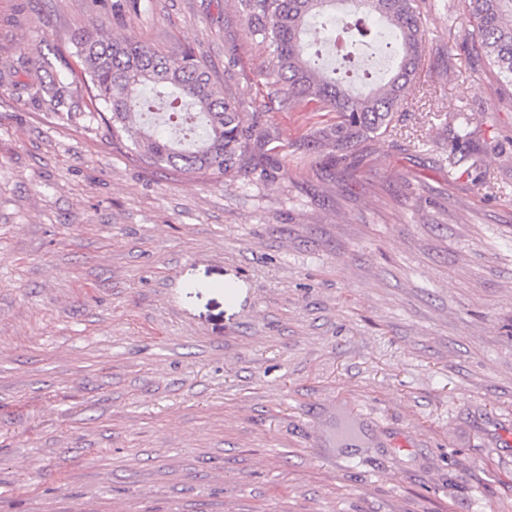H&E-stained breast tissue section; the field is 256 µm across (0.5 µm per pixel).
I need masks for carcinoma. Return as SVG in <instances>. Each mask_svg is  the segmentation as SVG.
<instances>
[{
    "instance_id": "1",
    "label": "carcinoma",
    "mask_w": 512,
    "mask_h": 512,
    "mask_svg": "<svg viewBox=\"0 0 512 512\" xmlns=\"http://www.w3.org/2000/svg\"><path fill=\"white\" fill-rule=\"evenodd\" d=\"M251 33L270 50L267 83L294 103H320L334 120L319 128L310 143L327 150L331 160L351 154L365 141L381 137L406 103L425 51L416 0H239ZM457 19L468 28L477 48L500 80L512 84V0H460ZM339 26L351 62V48L396 61L380 87L354 92L349 70L323 63L321 46L335 48L336 37H322ZM106 21H87L75 43L81 82L91 104L102 106L112 130V144L150 164L213 179L246 178L251 160L274 141L259 126L256 113L243 112L235 97L217 85L195 51L176 55L137 40L104 35ZM47 60H36L25 89L48 96L55 112L71 111L72 88L65 78L48 84ZM152 98L144 97L146 90Z\"/></svg>"
}]
</instances>
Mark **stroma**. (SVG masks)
<instances>
[{
    "label": "stroma",
    "mask_w": 512,
    "mask_h": 512,
    "mask_svg": "<svg viewBox=\"0 0 512 512\" xmlns=\"http://www.w3.org/2000/svg\"><path fill=\"white\" fill-rule=\"evenodd\" d=\"M417 4L406 104L334 162L238 0H0V72L76 80L100 15L193 47L282 162L151 167L82 91L0 88V512H512V86ZM52 67L47 59L34 61L29 69L25 66L31 81L25 85V89L33 91V97L44 98L43 94H47V101L53 112H71L72 88L65 77L53 79L52 83L46 84L45 74Z\"/></svg>",
    "instance_id": "35a3bbf8"
}]
</instances>
